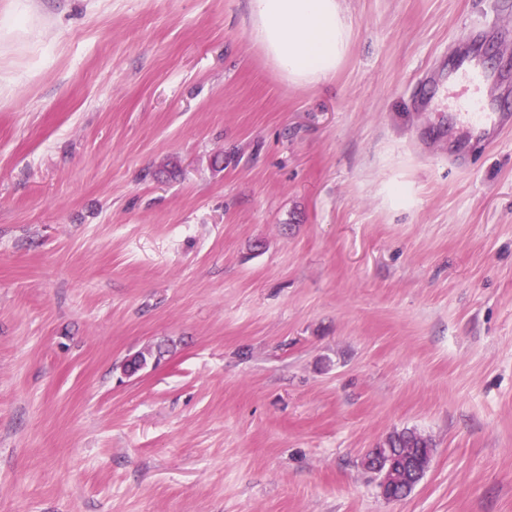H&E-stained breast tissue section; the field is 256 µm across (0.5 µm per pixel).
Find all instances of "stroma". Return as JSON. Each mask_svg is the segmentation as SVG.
<instances>
[{
  "label": "stroma",
  "mask_w": 512,
  "mask_h": 512,
  "mask_svg": "<svg viewBox=\"0 0 512 512\" xmlns=\"http://www.w3.org/2000/svg\"><path fill=\"white\" fill-rule=\"evenodd\" d=\"M341 5L295 84L245 0H0V512H512V131L414 102L491 27L512 111V0ZM384 443L390 448H396L398 455H401L405 448H418L423 455L396 457L392 455L390 448L373 449L372 467L379 476V485L382 487L383 494L389 500L394 499L390 493L397 482L406 480L416 485L424 477L431 462L429 457L424 456L431 453L432 444L422 434L408 429L392 433Z\"/></svg>",
  "instance_id": "obj_1"
}]
</instances>
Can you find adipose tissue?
I'll return each instance as SVG.
<instances>
[{"label": "adipose tissue", "mask_w": 512, "mask_h": 512, "mask_svg": "<svg viewBox=\"0 0 512 512\" xmlns=\"http://www.w3.org/2000/svg\"><path fill=\"white\" fill-rule=\"evenodd\" d=\"M258 41L279 72L316 83L344 58L350 29L338 0H247Z\"/></svg>", "instance_id": "obj_1"}]
</instances>
